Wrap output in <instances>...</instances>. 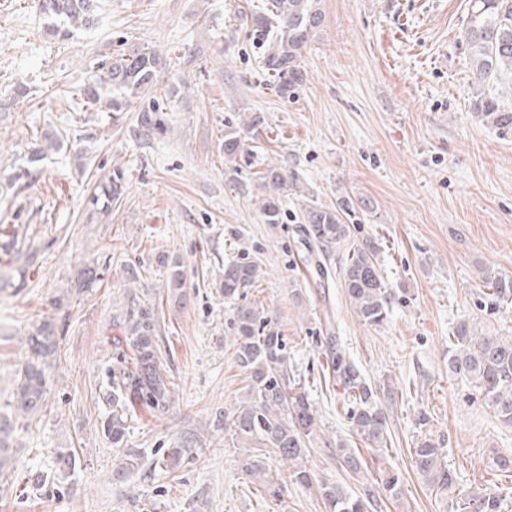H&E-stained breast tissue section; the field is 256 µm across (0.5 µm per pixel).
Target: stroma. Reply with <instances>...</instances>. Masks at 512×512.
I'll use <instances>...</instances> for the list:
<instances>
[{
	"instance_id": "1",
	"label": "stroma",
	"mask_w": 512,
	"mask_h": 512,
	"mask_svg": "<svg viewBox=\"0 0 512 512\" xmlns=\"http://www.w3.org/2000/svg\"><path fill=\"white\" fill-rule=\"evenodd\" d=\"M96 23L61 35L33 0H0V228L16 230L0 267V411L20 381L24 338L51 321L57 349L46 404L13 433L0 473V512H325L318 481H337L372 501L370 512H444L446 501L417 474L411 450L443 440L455 490L484 488L512 512V427L465 378L448 370V339L468 320L512 335V304L485 315L484 270L512 275V135L473 110L472 73L461 38L468 0H322V29L303 59L307 78L277 94L243 12L267 0H99ZM135 47L159 51L156 94L111 114L84 88L101 62ZM159 105L165 133L140 118ZM257 126L255 158L224 156L227 126ZM51 144L46 159L35 147ZM276 161L296 170L306 194L332 206L370 201L356 239L379 246L382 273L399 302L390 322L362 324L339 284L322 285L299 231V204L286 196L281 223H265L258 173ZM122 168L126 188L111 211L92 210L95 185ZM247 254L262 266L245 301L259 306L288 342L290 371L306 386L318 431L305 465L317 483L285 482L263 456L278 494L246 477L226 431L209 430L244 394L229 340L231 311L217 283L225 263ZM180 265L182 295L169 270ZM161 313L164 356L175 382L169 413H133L127 445L161 456L192 435L202 450L173 472L146 468L112 479L119 453L100 430L105 392L123 349L112 315L125 303L127 270ZM92 270L93 287L81 273ZM338 338L381 395L390 445L365 450L327 367ZM359 448L353 475L336 443ZM76 466L57 469L59 452ZM398 473L404 495L387 500L377 468Z\"/></svg>"
}]
</instances>
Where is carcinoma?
Segmentation results:
<instances>
[{"label": "carcinoma", "instance_id": "cac0c4a2", "mask_svg": "<svg viewBox=\"0 0 512 512\" xmlns=\"http://www.w3.org/2000/svg\"><path fill=\"white\" fill-rule=\"evenodd\" d=\"M268 13L242 17L248 24L262 55L263 64L277 91L288 96L304 80L302 60L314 35L323 25L321 0H270ZM41 12L60 25L67 35L73 29L93 24L97 0H39ZM461 37L468 47L470 66L475 78L474 111L484 124L499 135L512 134V108L503 104L500 91L512 96V0H470ZM161 57L159 53L137 49L119 53L102 63L84 90L88 103L97 105L106 99L107 109L124 112L132 99L158 89ZM249 155L251 149L241 143L237 130L224 131V154ZM124 171L112 169V176L97 184L89 198L93 209L109 210L124 187ZM299 191L295 171L278 164L260 172V211L266 223L282 219V192ZM371 211L363 199L344 196L327 207L310 201L302 204L300 232L313 253L317 277L322 282L334 278L345 288L346 298L359 320L369 326H382L393 313L397 295L385 280L377 262V247L370 240L356 242L347 221ZM257 263L243 258L224 266V298L233 303L230 331L234 359L247 374L244 397L233 409L217 416L213 427L232 433V438L246 453L242 468L251 479H263L264 468L251 451L267 448L279 460L288 463V477L310 485L312 477L301 463L306 438L316 428L302 386L288 373L287 340L268 317L255 306L238 302L243 289L260 278ZM489 288L485 292L486 311L493 313L512 301V276L486 273ZM122 335L117 345L131 349V364L112 372L106 399L112 410L103 417L100 429L115 448L126 443L129 414L143 408L164 414L174 404L173 382L167 369L159 336L160 315L155 303L143 300L137 289L129 290L126 302L112 316ZM28 359L22 380L8 406L13 419H27L41 409L46 400L51 377L50 357L56 350L57 337L52 323L44 322L26 336ZM332 369L345 396L350 401L349 419L356 433L368 444L387 447V414L377 390L367 384L353 361L337 350V338L327 337ZM448 368L451 373L470 380L480 391L500 422L512 425V336L483 333L467 321L460 322L448 339ZM197 451L191 440L168 448L155 460L165 471L176 469ZM336 452L343 467L354 474L364 469V459L357 448L338 445ZM413 466L429 488L440 494L453 490L454 475L448 469L443 448L426 440L412 449ZM143 453L129 449L122 452L112 469V478L130 477L142 465ZM383 490L393 500L402 497L397 476L381 469L378 474ZM321 495L329 512H367L368 505L353 496L339 482L322 483ZM462 512H500L501 500L493 492H475L458 506Z\"/></svg>", "mask_w": 512, "mask_h": 512}]
</instances>
